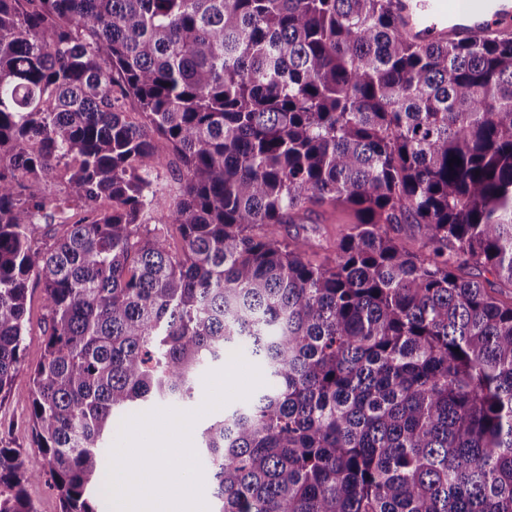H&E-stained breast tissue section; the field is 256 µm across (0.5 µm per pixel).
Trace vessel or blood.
Segmentation results:
<instances>
[{"label":"vessel or blood","instance_id":"obj_1","mask_svg":"<svg viewBox=\"0 0 512 512\" xmlns=\"http://www.w3.org/2000/svg\"><path fill=\"white\" fill-rule=\"evenodd\" d=\"M396 10L413 41L512 32V0H396Z\"/></svg>","mask_w":512,"mask_h":512}]
</instances>
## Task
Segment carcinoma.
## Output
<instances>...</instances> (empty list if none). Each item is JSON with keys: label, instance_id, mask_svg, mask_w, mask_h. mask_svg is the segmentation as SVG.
Here are the masks:
<instances>
[{"label": "carcinoma", "instance_id": "obj_1", "mask_svg": "<svg viewBox=\"0 0 512 512\" xmlns=\"http://www.w3.org/2000/svg\"><path fill=\"white\" fill-rule=\"evenodd\" d=\"M324 203L355 216L331 263L282 235ZM471 265L512 283V36L414 42L394 0H0V398L34 281L61 512H99L115 416L238 348L267 383L201 432L213 512H512V303ZM40 477L1 446L0 512ZM164 153L167 156L168 165L160 170L158 184L161 192L165 193L169 197H174L178 193V188L180 186L176 172L177 161L169 153L166 147H164ZM467 276L477 277L478 280L483 281L484 285L491 292L492 295L496 296L502 302L509 303L512 298V288L508 285L500 283L494 276L488 272H481L477 269L471 268L466 271ZM480 274V275H479ZM485 278L490 281V284L485 282Z\"/></svg>", "mask_w": 512, "mask_h": 512}]
</instances>
